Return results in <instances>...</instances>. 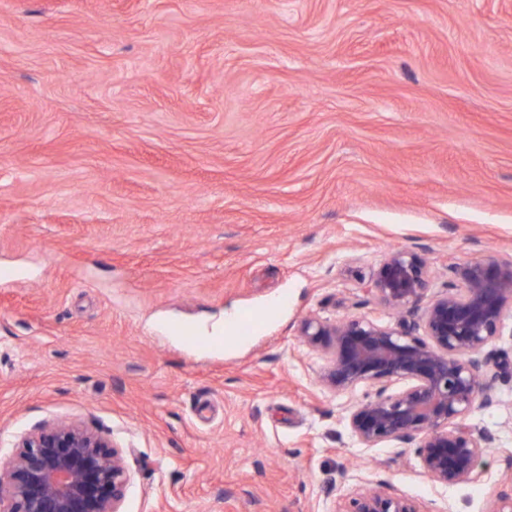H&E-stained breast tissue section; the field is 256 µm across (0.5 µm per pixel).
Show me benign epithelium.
<instances>
[{
  "label": "benign epithelium",
  "mask_w": 512,
  "mask_h": 512,
  "mask_svg": "<svg viewBox=\"0 0 512 512\" xmlns=\"http://www.w3.org/2000/svg\"><path fill=\"white\" fill-rule=\"evenodd\" d=\"M452 284L427 296L429 272L417 253L391 250L365 284L392 323L366 317H310L298 336L325 365L320 385L369 393L349 404L346 426L357 442L416 443L434 484H480L493 433L463 421L475 406L501 403L496 385L512 378V357L491 348L512 308V258L487 255L449 266ZM402 380L389 391L384 382ZM130 473L122 447L79 422H47L24 436L0 464V512H122ZM378 470L333 512H424L414 498L383 490ZM492 512H512V460Z\"/></svg>",
  "instance_id": "obj_1"
}]
</instances>
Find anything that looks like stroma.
Returning a JSON list of instances; mask_svg holds the SVG:
<instances>
[{
    "mask_svg": "<svg viewBox=\"0 0 512 512\" xmlns=\"http://www.w3.org/2000/svg\"><path fill=\"white\" fill-rule=\"evenodd\" d=\"M512 256V0H0V461L46 422L123 446V512H332L363 471L431 512L478 485L362 447L307 316L389 322V249ZM265 319L209 347L225 314Z\"/></svg>",
    "mask_w": 512,
    "mask_h": 512,
    "instance_id": "1",
    "label": "stroma"
}]
</instances>
